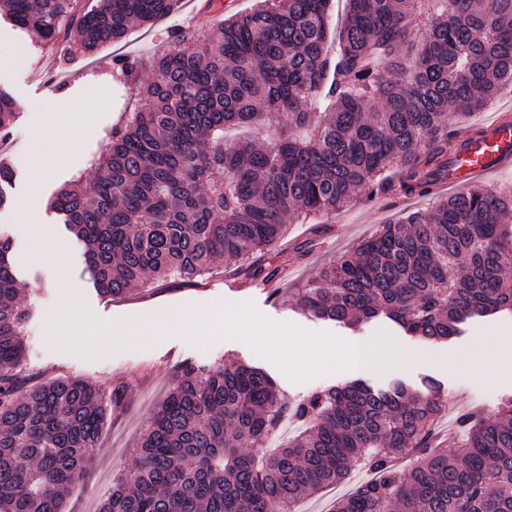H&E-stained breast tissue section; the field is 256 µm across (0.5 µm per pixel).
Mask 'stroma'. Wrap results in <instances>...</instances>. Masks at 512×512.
<instances>
[{
	"mask_svg": "<svg viewBox=\"0 0 512 512\" xmlns=\"http://www.w3.org/2000/svg\"><path fill=\"white\" fill-rule=\"evenodd\" d=\"M191 10L190 0H183L177 12L153 25L133 28L124 43L103 46L93 56L80 58L70 57L62 47L43 51L30 35L0 19V92L26 105L11 130L9 149L0 148V158L8 157L13 170L4 186L8 202L0 207V233L10 240L24 284L22 298L33 310L25 327L30 381L37 384L67 376L87 380L106 392L119 383L128 387L123 410L106 417L92 469L70 489L64 512H99L112 490L113 477L134 465L145 429L184 364L210 367L233 360L259 367L291 401L352 381L375 389L400 384L415 392L432 383L440 388L446 406L443 419L452 425L473 409L496 412L501 399L512 397V380L472 369L462 358L477 338L497 344L512 336L510 312L465 324L448 341L427 343L383 316L347 327L305 314L294 300L296 288L323 266L352 250L379 225L430 209L429 198L388 192L369 199L361 193L326 223L291 225L279 247L288 263L270 288L257 287L247 273L232 272L220 259L212 275L190 282L172 279L121 300L96 293L83 273L85 247L65 230L50 201L67 184L94 175L95 160L130 107L129 90L113 76L114 59L132 56L142 70H149L171 32L185 30L198 37ZM51 78L59 81V88L47 89ZM501 116L512 119V88L503 89L481 111L449 118L448 129L461 141ZM60 134L70 139L62 159L49 178L35 181L32 154L37 136H44V147L51 151ZM29 197L34 200L32 209L19 211L18 202ZM32 224L44 225L53 239L63 243L62 260L33 257L28 231ZM66 305L73 309V317L49 325V315ZM189 309L211 318L207 333L172 328L134 341L126 338L127 331L143 320ZM228 310L245 312L257 327L281 330L283 347L309 337L327 343L330 350L307 366L292 363L285 354L271 355L252 337L225 334L220 321ZM389 342L414 353V360L385 368L355 367L346 359L353 346L381 350ZM448 354L456 356L454 365L442 363V356Z\"/></svg>",
	"mask_w": 512,
	"mask_h": 512,
	"instance_id": "35a3bbf8",
	"label": "stroma"
}]
</instances>
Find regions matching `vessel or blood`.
Here are the masks:
<instances>
[{
	"label": "vessel or blood",
	"mask_w": 512,
	"mask_h": 512,
	"mask_svg": "<svg viewBox=\"0 0 512 512\" xmlns=\"http://www.w3.org/2000/svg\"><path fill=\"white\" fill-rule=\"evenodd\" d=\"M512 164V121L494 120L483 136L467 141L448 168L446 186L462 188L478 182L493 171Z\"/></svg>",
	"instance_id": "b4317fda"
}]
</instances>
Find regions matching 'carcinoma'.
<instances>
[{
    "label": "carcinoma",
    "mask_w": 512,
    "mask_h": 512,
    "mask_svg": "<svg viewBox=\"0 0 512 512\" xmlns=\"http://www.w3.org/2000/svg\"><path fill=\"white\" fill-rule=\"evenodd\" d=\"M180 3L0 0V16L45 48L74 28L91 56ZM329 4L256 0L202 39H173L147 79L138 60H115L143 105L112 130L95 178L50 202L84 243L100 295L194 279L221 258L244 265L288 224L329 216L360 189L438 194L462 147L448 113L477 112L512 85V0H347L334 60ZM17 120L1 93L0 134ZM19 290L0 234V512H63L127 388L106 395L77 377L24 387L30 310ZM296 302L344 326L383 315L428 342L512 311V191L455 193L381 225ZM442 407L433 386L358 382L290 402L257 367L184 365L99 512H291L359 466L375 480L334 512H512V398L493 415L462 414L457 446L436 449L428 430ZM288 418L300 431L266 454ZM400 453L414 454L404 473L392 465Z\"/></svg>",
    "instance_id": "1"
}]
</instances>
